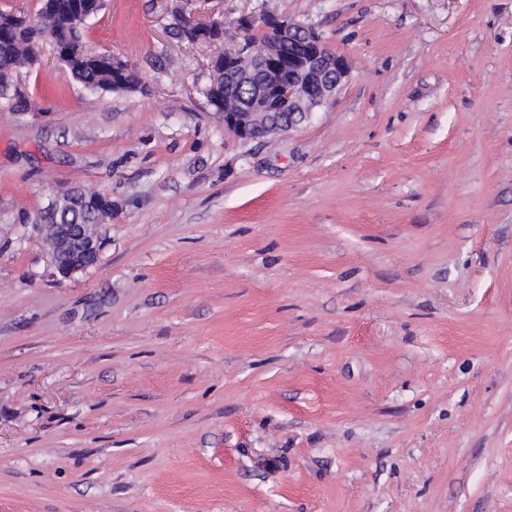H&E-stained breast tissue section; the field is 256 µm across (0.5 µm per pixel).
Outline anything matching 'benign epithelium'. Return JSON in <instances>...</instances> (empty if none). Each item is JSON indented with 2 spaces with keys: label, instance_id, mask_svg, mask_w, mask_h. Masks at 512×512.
I'll return each instance as SVG.
<instances>
[{
  "label": "benign epithelium",
  "instance_id": "7a95c632",
  "mask_svg": "<svg viewBox=\"0 0 512 512\" xmlns=\"http://www.w3.org/2000/svg\"><path fill=\"white\" fill-rule=\"evenodd\" d=\"M104 0H81L67 14L68 26L78 29L97 14ZM180 22L176 35L181 41L194 43L216 32V20L189 7L187 0H177L171 8ZM262 22L271 35L262 49L241 47L226 50L219 65H211V80L229 92L237 85H252V99L247 112H224V130L244 141H258L272 134L298 127L311 116L312 110L332 96L349 73L346 59L327 47L310 26L265 15ZM288 36L293 49L286 55L277 53L279 37ZM75 212L112 211L109 195L92 194L83 189H60L49 206L41 212L32 228L45 234L44 217L58 211L61 204ZM99 224H56L49 249L50 266L63 277H70L95 265L102 249Z\"/></svg>",
  "mask_w": 512,
  "mask_h": 512
}]
</instances>
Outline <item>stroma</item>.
<instances>
[{
  "label": "stroma",
  "mask_w": 512,
  "mask_h": 512,
  "mask_svg": "<svg viewBox=\"0 0 512 512\" xmlns=\"http://www.w3.org/2000/svg\"><path fill=\"white\" fill-rule=\"evenodd\" d=\"M107 0L90 92L0 99V512H512V0ZM245 14L350 72L245 143L197 93ZM107 193L97 265L23 227ZM174 5L171 8V15L174 20H179L180 30L176 35H173L181 41L188 43H194L202 39H209L213 33L216 32L217 27L214 23L220 22L219 19H210L203 14H199L196 10L190 9V3L188 1H174ZM222 28L217 30L216 37L219 41L224 40V23L222 22Z\"/></svg>",
  "instance_id": "1"
}]
</instances>
